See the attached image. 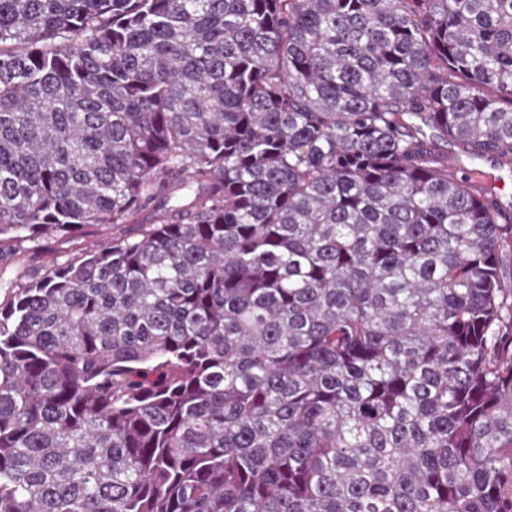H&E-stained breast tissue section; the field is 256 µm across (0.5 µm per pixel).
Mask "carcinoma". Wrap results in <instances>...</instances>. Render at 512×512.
I'll list each match as a JSON object with an SVG mask.
<instances>
[{
	"label": "carcinoma",
	"mask_w": 512,
	"mask_h": 512,
	"mask_svg": "<svg viewBox=\"0 0 512 512\" xmlns=\"http://www.w3.org/2000/svg\"><path fill=\"white\" fill-rule=\"evenodd\" d=\"M512 0H0V512H512ZM96 224L134 229L80 247ZM444 149L449 163L472 175L471 183L491 189L496 193L495 199L503 206L512 205V174L507 168L500 167L490 159L470 161L459 155L458 147L452 142H448ZM70 250L69 244L55 239H43L38 243L25 242L20 247L13 263L20 264V267L27 269L32 274L40 275L65 262L71 254ZM13 263L2 262L0 279L1 271L3 272L6 265H8L7 272L2 275V278L8 277Z\"/></svg>",
	"instance_id": "carcinoma-1"
}]
</instances>
